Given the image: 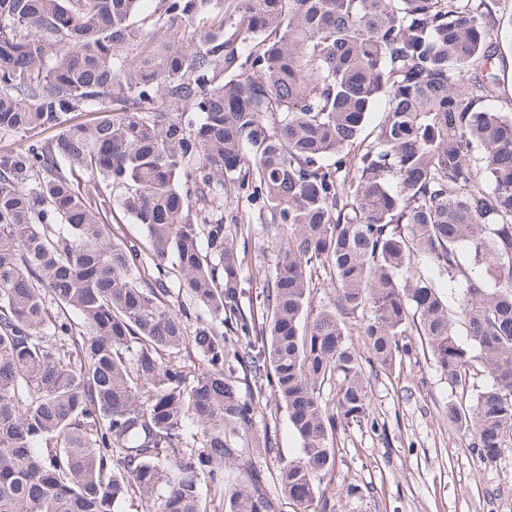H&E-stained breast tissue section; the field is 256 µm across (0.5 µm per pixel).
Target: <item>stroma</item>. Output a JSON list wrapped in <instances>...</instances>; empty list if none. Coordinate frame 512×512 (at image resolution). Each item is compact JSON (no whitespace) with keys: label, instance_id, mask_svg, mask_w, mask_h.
Returning <instances> with one entry per match:
<instances>
[{"label":"stroma","instance_id":"1","mask_svg":"<svg viewBox=\"0 0 512 512\" xmlns=\"http://www.w3.org/2000/svg\"><path fill=\"white\" fill-rule=\"evenodd\" d=\"M492 34L505 59L496 106L512 113V0H493ZM377 429L355 425L340 433V451L329 477L331 512H512V448L497 464H482L470 437L448 423L452 394L429 355L415 349L390 374L369 377ZM276 415L270 454L242 456L224 472L232 485L259 475L260 488L273 499L274 512H296L280 494L278 468L294 457L299 442L273 394L259 405Z\"/></svg>","mask_w":512,"mask_h":512}]
</instances>
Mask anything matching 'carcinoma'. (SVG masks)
<instances>
[{"label":"carcinoma","instance_id":"carcinoma-1","mask_svg":"<svg viewBox=\"0 0 512 512\" xmlns=\"http://www.w3.org/2000/svg\"><path fill=\"white\" fill-rule=\"evenodd\" d=\"M494 25L488 0H0V512H120L133 489L148 512H207L201 476L222 492L273 448L269 390L300 442L279 490L327 512L338 432L378 425L364 362L392 372L414 336L456 394L448 424L497 463L512 117ZM241 198L254 216L224 223ZM115 207L147 246L109 232ZM254 219L275 263L247 299ZM258 482L225 512H273Z\"/></svg>","mask_w":512,"mask_h":512}]
</instances>
